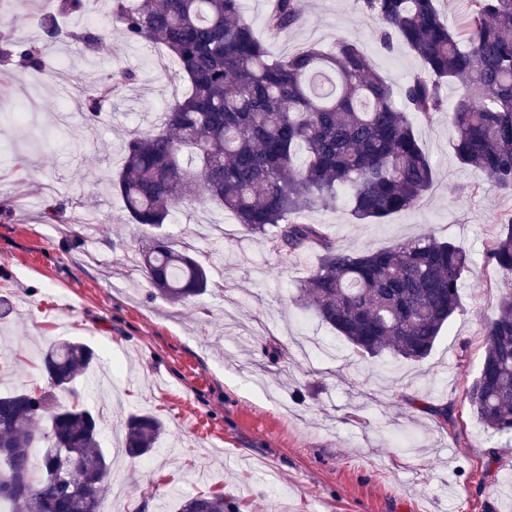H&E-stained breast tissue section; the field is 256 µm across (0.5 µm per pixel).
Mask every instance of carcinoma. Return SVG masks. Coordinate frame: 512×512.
I'll use <instances>...</instances> for the list:
<instances>
[{
	"instance_id": "carcinoma-1",
	"label": "carcinoma",
	"mask_w": 512,
	"mask_h": 512,
	"mask_svg": "<svg viewBox=\"0 0 512 512\" xmlns=\"http://www.w3.org/2000/svg\"><path fill=\"white\" fill-rule=\"evenodd\" d=\"M100 2L128 42L164 46L189 86L159 126L128 133L112 187L129 220L158 228L178 204L203 197L262 236L283 265L317 253L297 302L354 352L426 359L461 307L468 254L431 234L349 251L304 217L333 205L340 189L359 221L415 207L432 189L434 170L412 117L426 121L443 110L446 82L460 87L448 110L457 160L512 190V0H472L462 31L445 23L439 0H358L383 43L396 37L421 61L400 85L344 37L332 53L309 47L273 57L244 18L241 0ZM300 18L298 0H276L265 27L274 38ZM19 58L40 67L42 49L30 45ZM134 81L129 68L111 71L82 100L87 117L98 118ZM485 258L505 292L484 325L485 356L465 398L484 429L512 435V218ZM136 262L172 303L210 286L206 268L161 235ZM96 360L90 346L62 339L41 356L49 387L0 394V512H100L110 465L99 417L76 388ZM58 390L72 402H58ZM165 431L158 416L133 414L124 450L145 457ZM177 512H226L224 495L184 498Z\"/></svg>"
}]
</instances>
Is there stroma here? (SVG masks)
<instances>
[{
    "label": "stroma",
    "instance_id": "obj_1",
    "mask_svg": "<svg viewBox=\"0 0 512 512\" xmlns=\"http://www.w3.org/2000/svg\"><path fill=\"white\" fill-rule=\"evenodd\" d=\"M301 4L300 23L269 43L275 57L330 51L345 36L396 82L420 69L402 42L383 44L358 0ZM49 11L46 0H16L0 17V40L48 54L42 70L0 64L10 87L0 93V296L14 307L0 321V392L46 386L40 358L59 339L97 352L80 388L111 462L101 512H176L179 498L203 493L223 494L230 512H512V440L487 433L464 399L501 294L486 244L512 216V192L458 162L445 111L413 122L435 168L415 208L358 221L342 191L308 215L349 250L431 233L471 259L461 309L426 360L362 358L295 302L315 255L281 266L262 236L209 203H181L165 231L209 268L211 288L179 304L155 293L134 261L148 234L111 179L123 135L159 123L188 84L165 49L127 42L99 0L57 18L64 36L53 42ZM84 31L99 35L94 49L78 40ZM118 67L133 68L136 83L88 121L82 92ZM23 107L28 121H11ZM49 202L64 206L52 224L42 219ZM277 348L287 361L272 359ZM433 405L451 407L454 427H436ZM137 412L166 427L145 459L121 447Z\"/></svg>",
    "mask_w": 512,
    "mask_h": 512
}]
</instances>
